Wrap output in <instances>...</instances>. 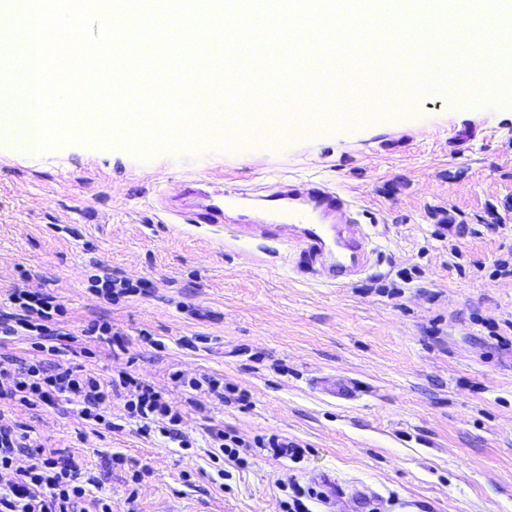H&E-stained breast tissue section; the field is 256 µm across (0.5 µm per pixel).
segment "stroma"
<instances>
[{"mask_svg":"<svg viewBox=\"0 0 512 512\" xmlns=\"http://www.w3.org/2000/svg\"><path fill=\"white\" fill-rule=\"evenodd\" d=\"M176 140L173 151L143 141L133 152L89 130L29 157L0 133V311L19 282L56 295L60 326L77 337L59 363L170 392L191 447L142 436L119 399L109 428L86 427L66 403L0 402V424L30 427L73 457L112 512H283L282 484L314 487L322 472L370 489L380 512H512V351L495 340H512V276L494 272L512 258V232L490 228L512 225V106L462 109L439 95L284 138L247 132L230 148L186 132ZM298 180L341 188L360 207L377 250L347 287L289 271L277 240L188 223L194 201L178 194L189 182L237 193L225 211L234 218L251 197ZM440 209L472 235L436 237ZM100 266L145 291L105 302L89 289ZM403 270L413 280L401 295L382 294ZM99 318L119 344L84 335ZM172 371L222 378L242 400L205 389L185 399ZM332 374L361 393L343 401L312 387ZM217 428L305 452L294 462L252 448L232 467L210 458ZM144 466L149 475L133 481Z\"/></svg>","mask_w":512,"mask_h":512,"instance_id":"stroma-1","label":"stroma"}]
</instances>
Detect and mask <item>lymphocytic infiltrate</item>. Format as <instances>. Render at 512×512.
Listing matches in <instances>:
<instances>
[{"instance_id":"1","label":"lymphocytic infiltrate","mask_w":512,"mask_h":512,"mask_svg":"<svg viewBox=\"0 0 512 512\" xmlns=\"http://www.w3.org/2000/svg\"><path fill=\"white\" fill-rule=\"evenodd\" d=\"M11 312L0 313V338L31 339L35 353L13 368H0V399L34 409L63 397L79 407L88 425L107 423L113 397H120L128 414L188 447L178 425L181 415L162 391L127 372L103 377L82 366L56 363L63 333L57 324L63 305L52 294L15 286L8 295ZM10 479L0 487V512H112L105 499L92 496L95 476L82 474L56 449L31 444L28 434L0 425V472Z\"/></svg>"}]
</instances>
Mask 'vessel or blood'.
<instances>
[{
    "mask_svg": "<svg viewBox=\"0 0 512 512\" xmlns=\"http://www.w3.org/2000/svg\"><path fill=\"white\" fill-rule=\"evenodd\" d=\"M264 222L259 230L282 239L287 247H300L313 273L324 283L342 287L367 266L373 252L364 225L354 216V202L340 189L325 185L281 184L264 195ZM229 195L217 191L195 211L196 224H220ZM318 388L331 396L350 400L358 395L355 381L319 377Z\"/></svg>",
    "mask_w": 512,
    "mask_h": 512,
    "instance_id": "1",
    "label": "vessel or blood"
}]
</instances>
